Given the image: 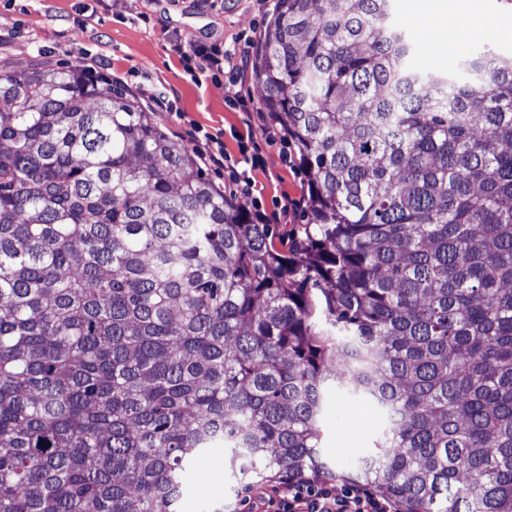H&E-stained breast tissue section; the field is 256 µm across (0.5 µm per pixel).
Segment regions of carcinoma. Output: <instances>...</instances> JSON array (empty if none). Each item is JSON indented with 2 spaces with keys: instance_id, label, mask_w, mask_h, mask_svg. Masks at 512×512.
<instances>
[{
  "instance_id": "carcinoma-1",
  "label": "carcinoma",
  "mask_w": 512,
  "mask_h": 512,
  "mask_svg": "<svg viewBox=\"0 0 512 512\" xmlns=\"http://www.w3.org/2000/svg\"><path fill=\"white\" fill-rule=\"evenodd\" d=\"M390 0H276L262 105L308 176L258 224L111 77L0 71V512H180L202 450L329 471L326 388L397 512H512V57L420 73Z\"/></svg>"
}]
</instances>
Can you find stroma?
Segmentation results:
<instances>
[{
  "label": "stroma",
  "instance_id": "stroma-1",
  "mask_svg": "<svg viewBox=\"0 0 512 512\" xmlns=\"http://www.w3.org/2000/svg\"><path fill=\"white\" fill-rule=\"evenodd\" d=\"M274 0H0V71L31 56L70 69H92L121 81L156 122L200 156L209 178L227 186L230 168L246 169L239 137H251L262 163L248 169L250 193H237L245 208L261 201L270 224L303 223V208L287 200L308 197V177L269 122L262 88L251 65L255 43ZM391 24L414 43L412 66L423 73L453 69L461 55L489 44L512 56V0H451L447 36L432 46L421 32L415 0H391ZM236 50L245 67L234 86L207 75L191 78L171 51L174 40ZM219 144H207L206 134ZM384 415L344 392L329 391L322 414V456L329 474L308 473L313 484L332 481L343 492L351 473L385 428ZM181 512H247L263 482L224 468V451L198 455L184 478Z\"/></svg>",
  "mask_w": 512,
  "mask_h": 512
}]
</instances>
